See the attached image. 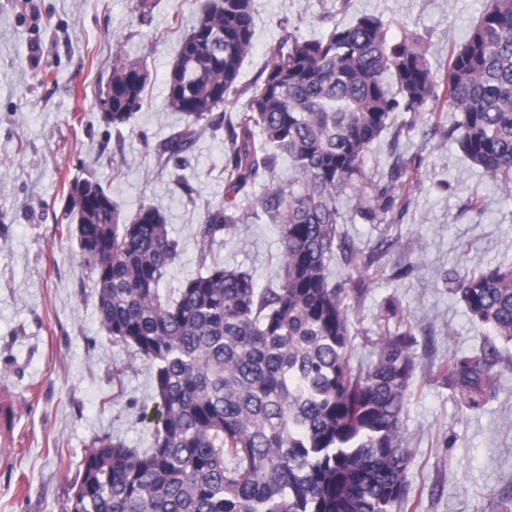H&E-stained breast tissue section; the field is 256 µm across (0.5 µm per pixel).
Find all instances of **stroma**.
Instances as JSON below:
<instances>
[{"instance_id": "obj_1", "label": "stroma", "mask_w": 512, "mask_h": 512, "mask_svg": "<svg viewBox=\"0 0 512 512\" xmlns=\"http://www.w3.org/2000/svg\"><path fill=\"white\" fill-rule=\"evenodd\" d=\"M0 0V512H65L86 448L101 438L147 449L155 436L143 409L155 392L147 364L102 331L95 288L67 232L71 183L98 181L124 213L142 205L165 215L179 256L162 290L171 292L200 260L251 272L258 287L282 262L277 225L260 216L267 187L287 182V160L252 187L224 179L225 134L204 132L174 172L156 148L182 130L166 107L167 80L180 41L206 0ZM487 0H254L255 33L224 114L246 111L251 87L286 33L326 34L363 14L391 36L421 34L436 72L469 35ZM121 59L146 64L144 102L130 124L108 125L100 96ZM425 111L407 129L397 114L365 158L382 178L394 153L424 163L409 208L393 223L354 220L353 246L376 251L362 294L349 295L352 366L368 364L379 316L396 300L411 327L415 371L403 418L408 512H502L512 500V349L496 366L495 391L480 410L436 377L441 362L492 340L454 292L463 269L512 263V191L432 134ZM230 204L244 219L203 245L199 227Z\"/></svg>"}]
</instances>
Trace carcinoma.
<instances>
[{
	"label": "carcinoma",
	"mask_w": 512,
	"mask_h": 512,
	"mask_svg": "<svg viewBox=\"0 0 512 512\" xmlns=\"http://www.w3.org/2000/svg\"><path fill=\"white\" fill-rule=\"evenodd\" d=\"M253 0H209L183 39L167 84V106L184 129L160 145L182 153L205 131L228 138L227 181L237 191L285 158L288 185L268 189L261 210L279 226L283 261L275 285L247 270L202 266L176 297L160 288L178 258L165 215L143 205L122 214L97 181L95 205L69 209L97 293L101 329L149 364L157 398L154 446L99 439L81 461L68 512H407L408 451L402 425L415 370L409 329L381 333L376 358L350 363L345 299L361 280L336 283L329 264L368 269L372 257L340 229L341 197L352 217L386 224L410 204L422 159L396 158L374 179L364 158L393 125L436 103L460 152L512 188V0H489L469 37L452 46L442 74L422 37L390 40L382 19L363 15L321 37L288 34L268 56L249 108L219 111L236 92L254 35ZM110 103L115 128L140 110L145 66L117 61ZM243 217L225 206L201 227L205 242ZM455 291L472 319L512 343V264L463 271ZM499 347L453 355L437 375L470 409L492 395Z\"/></svg>",
	"instance_id": "cac0c4a2"
}]
</instances>
